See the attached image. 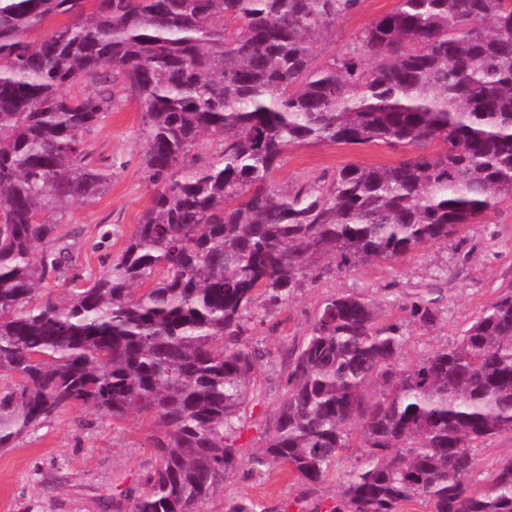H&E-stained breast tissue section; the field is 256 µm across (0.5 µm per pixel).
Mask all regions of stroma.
<instances>
[{"label": "stroma", "instance_id": "stroma-1", "mask_svg": "<svg viewBox=\"0 0 512 512\" xmlns=\"http://www.w3.org/2000/svg\"><path fill=\"white\" fill-rule=\"evenodd\" d=\"M396 3L361 0L322 44V58L340 55L355 33ZM140 129V108L126 100L87 141L97 163L111 166L112 182L94 202L72 205L67 224L59 228L73 245L71 271L80 278L97 277L110 267L152 204L154 188L142 167ZM401 156L381 144H295L273 173L272 184L289 189L348 164L387 166ZM320 267L321 277L306 282L287 304L273 307L262 300L256 305L248 341L264 357L256 367L257 398L240 440L243 456L263 446L283 399L284 352L301 343L326 297L348 293L381 301L386 321L404 324L403 365L453 344L501 287L512 283V201H504L489 223L468 225L448 242L426 245L401 262L380 261L346 271L326 259ZM429 288L440 289L443 300L435 326L428 329L407 322L400 306L410 294ZM148 432L142 417L115 419L85 406L63 410L14 447L0 450V512H128L131 496L139 493L154 461ZM361 455V449H345L335 469L312 487L284 465L241 470L199 512H226L229 503L241 499L251 501L256 512H327Z\"/></svg>", "mask_w": 512, "mask_h": 512}]
</instances>
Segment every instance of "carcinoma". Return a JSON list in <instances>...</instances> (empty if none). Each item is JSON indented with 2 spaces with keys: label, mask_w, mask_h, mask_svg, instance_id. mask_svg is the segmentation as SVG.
<instances>
[{
  "label": "carcinoma",
  "mask_w": 512,
  "mask_h": 512,
  "mask_svg": "<svg viewBox=\"0 0 512 512\" xmlns=\"http://www.w3.org/2000/svg\"><path fill=\"white\" fill-rule=\"evenodd\" d=\"M359 2L0 0V377L19 378L0 386V449L70 406L136 413L154 464L130 512H198L243 467L319 483L356 430L363 454L329 512H512V457L481 479L475 456L512 434V283L409 367L380 303L328 296L285 355L263 448L237 446L260 296L286 303L327 257L402 261L512 199V0H399L320 59ZM115 85L142 108L153 204L105 273L53 297L59 224L112 180L84 136ZM295 143L408 154L274 189ZM439 302L431 288L402 309L431 328Z\"/></svg>",
  "instance_id": "obj_1"
}]
</instances>
